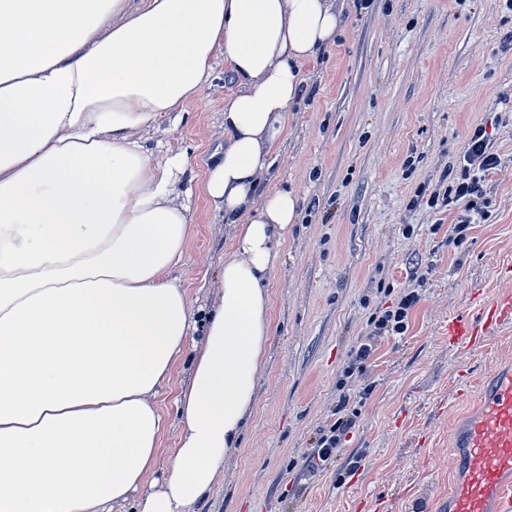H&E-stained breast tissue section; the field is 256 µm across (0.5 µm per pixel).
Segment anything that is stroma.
Returning <instances> with one entry per match:
<instances>
[{
	"label": "stroma",
	"instance_id": "obj_1",
	"mask_svg": "<svg viewBox=\"0 0 512 512\" xmlns=\"http://www.w3.org/2000/svg\"><path fill=\"white\" fill-rule=\"evenodd\" d=\"M343 31L303 69L305 95L274 154L271 185L295 188L271 275V333L258 401L224 477L196 512H437L448 494V431L467 407L460 374L486 386L512 355V324L466 354L448 320L498 293L512 267V0H341ZM238 84L223 60L182 115L145 134L202 180L224 100ZM485 126L501 163L468 239L427 199L450 189L468 133ZM181 272L204 305L231 228L204 195ZM407 331L381 339L366 374L346 377L373 316L409 291ZM374 390L337 460L311 465L340 396ZM345 480H338V473Z\"/></svg>",
	"mask_w": 512,
	"mask_h": 512
}]
</instances>
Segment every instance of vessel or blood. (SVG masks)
<instances>
[{"label":"vessel or blood","mask_w":512,"mask_h":512,"mask_svg":"<svg viewBox=\"0 0 512 512\" xmlns=\"http://www.w3.org/2000/svg\"><path fill=\"white\" fill-rule=\"evenodd\" d=\"M512 323V292L478 301L448 321V346L457 353L483 345ZM477 409L451 427L453 481L443 512H512V371L476 392Z\"/></svg>","instance_id":"obj_1"}]
</instances>
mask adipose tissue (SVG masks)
Returning <instances> with one entry per match:
<instances>
[{
  "mask_svg": "<svg viewBox=\"0 0 512 512\" xmlns=\"http://www.w3.org/2000/svg\"><path fill=\"white\" fill-rule=\"evenodd\" d=\"M337 0H0V512H192L254 413L294 191L263 190ZM223 57L240 90L203 181L142 134ZM201 191L234 227L195 310ZM199 340H192L193 330ZM179 444L155 484L177 367Z\"/></svg>",
  "mask_w": 512,
  "mask_h": 512,
  "instance_id": "ef3b65f1",
  "label": "adipose tissue"
}]
</instances>
